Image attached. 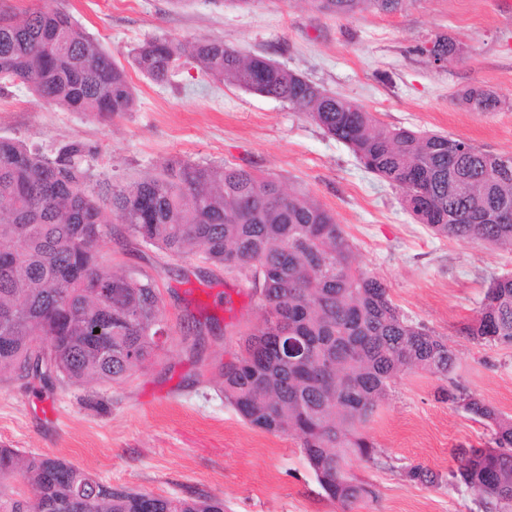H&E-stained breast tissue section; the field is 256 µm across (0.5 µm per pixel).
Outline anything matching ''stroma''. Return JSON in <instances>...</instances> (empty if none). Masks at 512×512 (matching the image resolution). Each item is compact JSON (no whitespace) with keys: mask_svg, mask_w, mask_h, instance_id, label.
<instances>
[{"mask_svg":"<svg viewBox=\"0 0 512 512\" xmlns=\"http://www.w3.org/2000/svg\"><path fill=\"white\" fill-rule=\"evenodd\" d=\"M121 64L143 40L218 39L260 54L327 91L362 104L376 120L469 141L512 155V9L501 0H405L392 14L369 9L339 19L305 0H51ZM444 35L460 47L447 66L424 48ZM133 112L103 119L45 104L27 87L0 95V136L51 154L83 141L96 179L131 183L175 161L231 164L279 179L332 211L360 267L380 278L414 322L446 339L453 381L512 415V347L479 345L459 332L494 275L512 273V251L433 234L401 206L402 192L367 173L351 150L287 104L203 75L191 63L166 84L129 74ZM469 85L502 101L474 112L455 96ZM121 224L100 245L105 263L152 276L171 333L159 358L114 386L0 381V445L58 455L115 486L165 497L202 491L224 512H472L466 489L408 481L407 467L447 473L453 448L491 431L443 400L449 381L421 371L398 379L366 431L378 462L351 461L349 475L373 496L347 508L324 498L295 434L248 426L224 401L219 372L241 336L262 319L251 286L201 258H170L119 244ZM205 326L193 350L188 319ZM53 404L56 422L38 406Z\"/></svg>","mask_w":512,"mask_h":512,"instance_id":"1","label":"stroma"}]
</instances>
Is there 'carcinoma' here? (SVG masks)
I'll list each match as a JSON object with an SVG mask.
<instances>
[{
    "instance_id": "cac0c4a2",
    "label": "carcinoma",
    "mask_w": 512,
    "mask_h": 512,
    "mask_svg": "<svg viewBox=\"0 0 512 512\" xmlns=\"http://www.w3.org/2000/svg\"><path fill=\"white\" fill-rule=\"evenodd\" d=\"M349 18L366 8L392 13L404 0H309ZM152 82H168L182 59L300 112L347 145L364 169L402 190V207L434 234L512 249V164L461 140L380 124L357 102L319 87L263 55L241 56L217 40L192 47L165 36L129 53ZM24 85L41 100L101 118L134 110L123 65L67 12L45 0L15 12L0 7V92ZM460 104L491 112L501 99L481 86ZM97 148L80 141L53 156L0 137V377L83 385L123 383L164 350L161 297L146 273L103 264L105 215L124 226V243L170 257L260 276V327L221 369L224 401L249 426L295 433L323 497L353 505L372 495L348 462H373L366 434L378 403L406 372L448 377L454 354L440 336L408 319L388 288L356 262L332 211L280 181L241 167L179 162L159 174L103 191L84 165ZM100 332H95V329ZM461 334L512 346V275L489 279ZM448 403L489 427L483 447L453 449L447 484L463 487L480 512H512V416L450 382ZM416 483L439 475L407 468ZM0 512H224L203 492L167 498L114 487L51 455L22 460L0 446Z\"/></svg>"
}]
</instances>
